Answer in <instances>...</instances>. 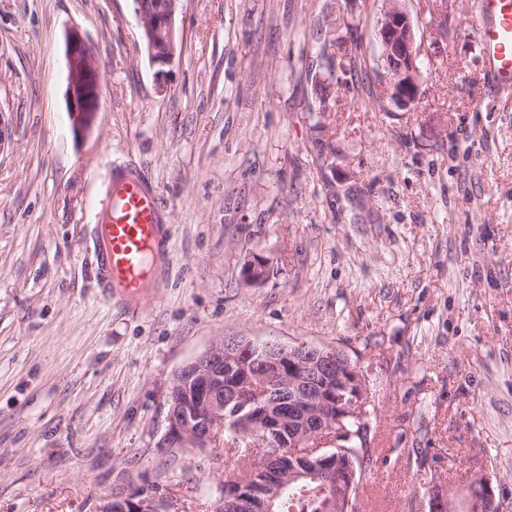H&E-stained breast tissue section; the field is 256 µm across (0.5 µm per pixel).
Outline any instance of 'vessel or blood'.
<instances>
[{"instance_id": "b4317fda", "label": "vessel or blood", "mask_w": 512, "mask_h": 512, "mask_svg": "<svg viewBox=\"0 0 512 512\" xmlns=\"http://www.w3.org/2000/svg\"><path fill=\"white\" fill-rule=\"evenodd\" d=\"M477 39L498 86H512V0H476ZM100 226L96 265L102 281L127 298L153 287L156 260L169 254L171 228L157 189L139 170L115 168Z\"/></svg>"}]
</instances>
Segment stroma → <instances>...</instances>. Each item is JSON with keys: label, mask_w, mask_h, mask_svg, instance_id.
<instances>
[{"label": "stroma", "mask_w": 512, "mask_h": 512, "mask_svg": "<svg viewBox=\"0 0 512 512\" xmlns=\"http://www.w3.org/2000/svg\"><path fill=\"white\" fill-rule=\"evenodd\" d=\"M404 6L423 94L385 112V0H181L161 72L134 0H0V512H93L133 487L218 512L223 449L161 440L175 371L233 334L358 362L376 453L357 512H426L429 488L477 475L512 512V88L484 78L474 0ZM73 31L103 85L81 133ZM128 164L172 226L134 303L94 269ZM250 253L283 272L245 285Z\"/></svg>", "instance_id": "1"}]
</instances>
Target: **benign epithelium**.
<instances>
[{
  "instance_id": "7a95c632",
  "label": "benign epithelium",
  "mask_w": 512,
  "mask_h": 512,
  "mask_svg": "<svg viewBox=\"0 0 512 512\" xmlns=\"http://www.w3.org/2000/svg\"><path fill=\"white\" fill-rule=\"evenodd\" d=\"M180 0H148L137 17L148 57L155 66L170 65L180 50L176 18ZM382 55L392 62L383 76L384 99L401 109L421 99L420 48L410 16L401 0H387L378 21ZM67 111L80 131L100 109L101 65L92 47L73 33L66 45ZM277 258L252 253L240 275L249 285L274 277ZM366 379L350 354L335 346L288 345L247 336H220L179 368L171 381L167 405L166 448H213L224 433V410L237 402L255 409L253 422L272 448L261 479L246 472L224 476L225 512L245 499L258 512H272L284 488L311 478L338 489L334 512H355L352 485L345 484L337 456L329 446L351 435L345 420L364 422ZM494 491L484 477L471 479L463 501L465 512H491ZM429 512H452L453 499L442 488L428 492Z\"/></svg>"
}]
</instances>
